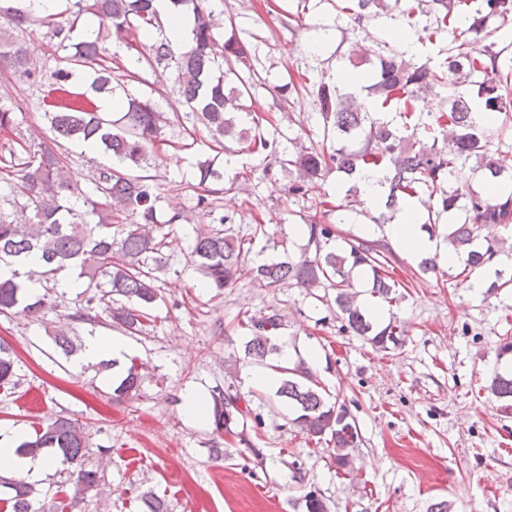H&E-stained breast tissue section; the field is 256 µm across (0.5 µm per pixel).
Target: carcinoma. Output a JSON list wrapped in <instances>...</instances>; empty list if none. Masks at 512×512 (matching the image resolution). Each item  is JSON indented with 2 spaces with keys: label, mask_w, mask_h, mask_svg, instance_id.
<instances>
[{
  "label": "carcinoma",
  "mask_w": 512,
  "mask_h": 512,
  "mask_svg": "<svg viewBox=\"0 0 512 512\" xmlns=\"http://www.w3.org/2000/svg\"><path fill=\"white\" fill-rule=\"evenodd\" d=\"M154 2L71 0L57 16L42 19L22 9L0 12V61L19 79L46 88L40 107L49 126V133L36 142L19 133L0 146V267L11 268V277L0 279V315L41 317L66 299V293L57 290L59 275L74 272L84 291L55 335L56 345L66 354L73 352V345L65 328L83 324L94 335L101 323L98 304L104 299L110 326L130 335L146 331L149 310L160 298L155 271L168 263L165 228L185 220L179 212L162 213L157 184L141 174L170 119L151 95L129 88V83L141 82L139 69L173 80L183 98L185 118L193 129L186 130L181 149L195 147L197 125L224 150L227 165L235 155L233 143L246 145L250 152L277 149V139L263 132L265 118L256 113L254 90L265 83L251 64L256 47L240 39L234 21L219 18L208 0H171L192 15L187 44H174L165 36ZM336 10L357 22L384 17L411 28L420 24V18H429L423 26L428 40L451 35L445 68L419 64L383 37L372 57L349 59L353 71L344 80L321 82L314 89L322 140L297 145L282 160L297 174L288 195L303 197L334 172L347 185L348 200L336 205L322 201V220L306 225L304 233L315 245L314 254L262 260L249 267L245 258L251 248L228 233L225 225L231 218L219 213L214 224L191 239L187 256L203 276L204 286L218 294L244 275L264 287L293 282L303 288H333L343 330L387 351L402 344V331L396 321L384 325L372 315L371 299L388 304L399 300L400 283L389 273L391 260L397 259L392 246L358 236L333 249L323 245L336 237V225L345 223L351 204L361 203V175L374 171L383 174L380 212L370 217L376 227L393 221L404 205L417 206L421 228L457 255L466 279L497 254L494 246L481 241V230L487 224L512 223V175L504 177L490 155L485 125L474 120L473 111L481 107L495 114L512 109V60H500L503 50L496 49V42L480 46L475 36H492L512 26V0H481L473 11L469 0H336ZM90 17L97 25L87 33L83 19ZM491 18L500 24L489 31ZM37 23L47 28L56 63L48 80L27 57L25 38ZM221 28L230 35L218 53L215 31ZM108 43L117 45L125 60L110 52ZM116 69L122 70L123 78L114 75ZM476 75L482 80H473ZM444 87L452 93L437 109H419L422 97H437ZM98 94L118 98L122 116L104 118L95 103ZM21 105L22 100L11 95L0 100V131L13 128ZM85 142L112 155L119 165L97 167L88 178V191L62 152L66 144ZM471 161L487 181L500 185L498 196L490 197L470 184L448 186V177ZM196 179L197 204H207L209 196L220 193L217 185L224 180V167L210 158L200 160ZM21 198L23 209L31 210L25 224L6 212ZM34 255L41 265L29 270ZM357 279L361 291L355 290ZM30 281L44 292L29 294ZM239 326L250 331L244 345L248 361L265 364L280 353L278 314L258 320L248 316ZM15 368L12 347L0 341V386L16 385ZM269 368L279 374L275 396L293 411L292 423L309 439L333 445L337 468L347 469L349 449L359 439L355 420L343 407L328 402L326 390L305 365ZM140 386V371L132 363L113 389L114 399L132 400ZM489 392L512 408V376H495ZM210 408L215 430L250 444L243 432L236 431L252 414L249 401L217 388L211 393ZM87 448L86 426L59 416L23 440L18 453L35 457L51 449L70 466L76 492L67 507L76 509L85 495L98 490L101 480L99 469L86 464ZM0 487L13 491L11 512H42L44 494L35 485L0 476ZM304 507L305 512H329L323 496L309 491Z\"/></svg>",
  "instance_id": "cac0c4a2"
}]
</instances>
